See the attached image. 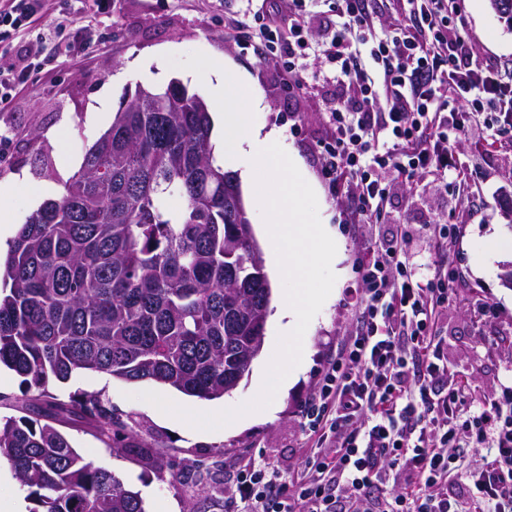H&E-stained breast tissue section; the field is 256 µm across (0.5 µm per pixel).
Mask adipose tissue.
I'll use <instances>...</instances> for the list:
<instances>
[{
  "mask_svg": "<svg viewBox=\"0 0 512 512\" xmlns=\"http://www.w3.org/2000/svg\"><path fill=\"white\" fill-rule=\"evenodd\" d=\"M311 294L280 295L273 316L274 337L269 351L274 360L291 365L300 362L305 351L299 338L308 329L306 311L313 302Z\"/></svg>",
  "mask_w": 512,
  "mask_h": 512,
  "instance_id": "adipose-tissue-1",
  "label": "adipose tissue"
}]
</instances>
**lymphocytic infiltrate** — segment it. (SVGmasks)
<instances>
[{
	"instance_id": "f902f5d3",
	"label": "lymphocytic infiltrate",
	"mask_w": 512,
	"mask_h": 512,
	"mask_svg": "<svg viewBox=\"0 0 512 512\" xmlns=\"http://www.w3.org/2000/svg\"><path fill=\"white\" fill-rule=\"evenodd\" d=\"M331 2L336 27L322 45L309 43L304 25L322 0H288L260 25L265 59L285 62L297 87L315 53L331 64V81L351 90L331 106L321 146L330 190H345L364 219L380 216L389 171L410 184L441 170L458 196L469 195L475 172L456 165L455 145L477 138L497 147L495 122L512 125V69L475 55L464 0H405L385 28L372 0ZM44 4L0 0V41L27 29ZM464 112L496 120L477 129L460 121ZM433 233L437 254L426 268L410 263L402 239L362 259L356 331L301 410L311 454L288 484L265 465L239 470L227 512H374V492L387 483L398 490L386 512H512V395L477 399L448 371L436 322L458 285L448 256L461 226ZM464 448L485 451V462L467 474L465 499L452 501L448 478Z\"/></svg>"
}]
</instances>
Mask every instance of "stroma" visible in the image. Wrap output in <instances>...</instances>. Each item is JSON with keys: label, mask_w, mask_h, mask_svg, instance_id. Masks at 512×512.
Instances as JSON below:
<instances>
[{"label": "stroma", "mask_w": 512, "mask_h": 512, "mask_svg": "<svg viewBox=\"0 0 512 512\" xmlns=\"http://www.w3.org/2000/svg\"><path fill=\"white\" fill-rule=\"evenodd\" d=\"M244 0H110L105 12L86 11L82 0H48L30 34L0 46V65L28 68L24 91L0 108V252H7L20 224L43 199L60 198L80 169L88 148L110 128L123 97L136 85L163 87L176 79L203 93L192 71L169 67L167 55L200 51L246 75L253 94V124L281 132L280 145L299 160V171L314 189L319 218L337 245L331 294L303 339L307 357L289 387L268 398L257 381L265 364L257 356L238 386L215 404L226 426L199 417L185 426L186 407L208 409L209 401L152 381L126 382L86 373L52 382L49 393L70 403L94 394L133 430L118 441L76 414L62 418V431L95 466L111 470L138 490L146 512H224V491L244 465L268 464L290 477L307 456L310 442L300 417L313 396L321 370L336 347L356 327L349 296L359 287L358 257L409 228L408 255L414 263L434 258L430 230L459 213L464 234L452 265L461 274L457 296L440 317L437 336L448 370L469 381L476 394L494 398L512 384V288L500 273L512 262V132L503 131V148L485 152L475 140L462 141L461 162L482 168L486 177L466 200L442 177L425 175L413 185L390 177L387 213L379 223L351 224L344 193L330 191L320 174V145L329 135V107L338 92L319 79L323 59L310 57L314 73L306 90L295 91L287 68L264 61L250 29L230 21L245 9ZM84 14L89 38L72 49L71 32L47 41L37 60L26 51L36 36L64 16ZM463 21L476 52L512 64V32L500 23L489 0H465ZM162 449L160 462L144 449Z\"/></svg>", "instance_id": "stroma-1"}]
</instances>
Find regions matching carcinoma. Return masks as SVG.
<instances>
[{
    "instance_id": "1",
    "label": "carcinoma",
    "mask_w": 512,
    "mask_h": 512,
    "mask_svg": "<svg viewBox=\"0 0 512 512\" xmlns=\"http://www.w3.org/2000/svg\"><path fill=\"white\" fill-rule=\"evenodd\" d=\"M490 5L512 31V0ZM149 92L163 111H116L0 269V365L38 391L22 416L0 417V458L31 512H145L56 427L69 407L45 402L51 381L97 372L210 400L261 351L271 288L237 177L213 160L208 107L190 91L175 103L165 87ZM77 408L125 428L93 395Z\"/></svg>"
}]
</instances>
